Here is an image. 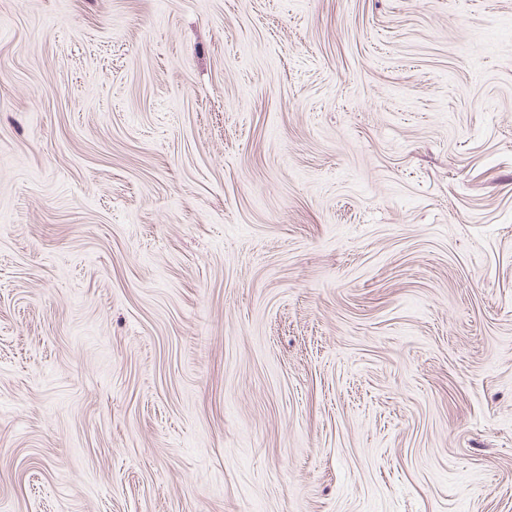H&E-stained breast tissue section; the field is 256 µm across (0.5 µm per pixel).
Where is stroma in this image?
<instances>
[{
    "label": "stroma",
    "instance_id": "stroma-1",
    "mask_svg": "<svg viewBox=\"0 0 512 512\" xmlns=\"http://www.w3.org/2000/svg\"><path fill=\"white\" fill-rule=\"evenodd\" d=\"M0 512H512V0H0Z\"/></svg>",
    "mask_w": 512,
    "mask_h": 512
}]
</instances>
